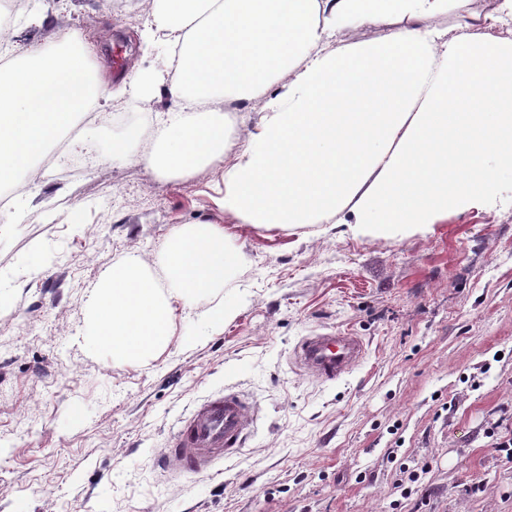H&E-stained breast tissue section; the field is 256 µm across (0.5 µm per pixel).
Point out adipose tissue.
Masks as SVG:
<instances>
[{
  "mask_svg": "<svg viewBox=\"0 0 512 512\" xmlns=\"http://www.w3.org/2000/svg\"><path fill=\"white\" fill-rule=\"evenodd\" d=\"M469 0H152L144 47L163 71L110 84L73 31L0 66V185L48 153L88 106L151 97L170 110L147 163L183 173L222 163L221 106L264 98L256 133L224 172V209L302 232L352 214L356 235L397 237L449 207L494 200L512 168V39L449 38L436 17ZM382 40L333 45L346 28Z\"/></svg>",
  "mask_w": 512,
  "mask_h": 512,
  "instance_id": "1",
  "label": "adipose tissue"
}]
</instances>
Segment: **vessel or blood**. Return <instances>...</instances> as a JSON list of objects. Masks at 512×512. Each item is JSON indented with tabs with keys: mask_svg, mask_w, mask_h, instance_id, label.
Segmentation results:
<instances>
[{
	"mask_svg": "<svg viewBox=\"0 0 512 512\" xmlns=\"http://www.w3.org/2000/svg\"><path fill=\"white\" fill-rule=\"evenodd\" d=\"M363 337L344 330L303 337L291 361L322 382L349 375L365 357ZM255 407L233 389L209 396L186 416L161 465L171 475L204 473L220 460L240 456L253 431Z\"/></svg>",
	"mask_w": 512,
	"mask_h": 512,
	"instance_id": "vessel-or-blood-1",
	"label": "vessel or blood"
}]
</instances>
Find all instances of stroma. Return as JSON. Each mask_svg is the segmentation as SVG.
I'll return each instance as SVG.
<instances>
[{
	"mask_svg": "<svg viewBox=\"0 0 512 512\" xmlns=\"http://www.w3.org/2000/svg\"><path fill=\"white\" fill-rule=\"evenodd\" d=\"M149 0H62L14 39L50 45L74 29L104 80L159 68L139 31ZM155 96L146 136L88 113L69 175L44 168L0 228V512H512V168L494 207L449 209L428 231L354 237L317 224L259 230L224 212V167L165 174ZM81 209L80 222L67 213ZM217 224L244 267L217 297L175 305L168 345L142 362L91 355L90 297L130 253L161 286L176 227ZM229 315L211 330L203 311ZM326 328L355 331L367 356L326 385L289 365ZM233 386L259 416L242 455L206 474L156 460L190 410ZM417 482L401 487L405 469Z\"/></svg>",
	"mask_w": 512,
	"mask_h": 512,
	"instance_id": "1",
	"label": "stroma"
}]
</instances>
